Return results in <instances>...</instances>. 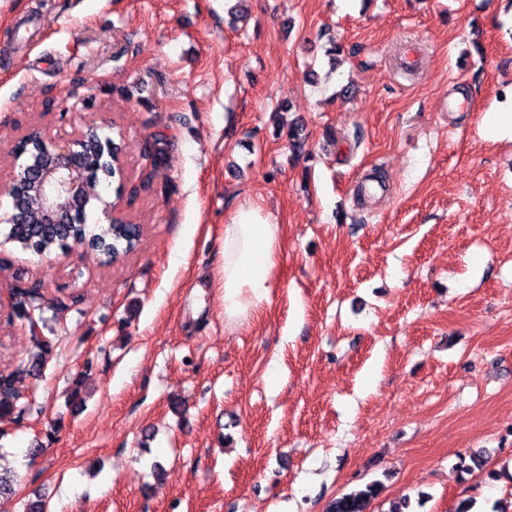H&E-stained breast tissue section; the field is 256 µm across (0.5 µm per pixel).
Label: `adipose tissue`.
Segmentation results:
<instances>
[{
	"label": "adipose tissue",
	"instance_id": "adipose-tissue-1",
	"mask_svg": "<svg viewBox=\"0 0 512 512\" xmlns=\"http://www.w3.org/2000/svg\"><path fill=\"white\" fill-rule=\"evenodd\" d=\"M280 244V227L259 209H239L224 226V321L234 324L269 295Z\"/></svg>",
	"mask_w": 512,
	"mask_h": 512
}]
</instances>
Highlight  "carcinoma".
<instances>
[{"label": "carcinoma", "mask_w": 512, "mask_h": 512, "mask_svg": "<svg viewBox=\"0 0 512 512\" xmlns=\"http://www.w3.org/2000/svg\"><path fill=\"white\" fill-rule=\"evenodd\" d=\"M20 153L27 157L18 175L24 179V187L11 200V207L21 213L23 223L10 225L7 239L18 244L23 250L33 254H49L64 250L69 241H81L88 246L102 264L115 263L122 257L134 252L142 240V230L136 224H107L91 226L82 224H51L41 207L40 192L35 186V174L46 161L39 142L29 140L20 147ZM111 174L105 151L100 144L98 134H92L84 150V176L86 193L83 212L96 207H106L108 201L101 191L103 180ZM74 302V298L56 297L46 299L37 288H22L14 295V307L21 314H33L29 319L34 327L43 320V313L49 309L55 316H63ZM52 341L44 339L39 343L38 353L28 360L27 372L38 375L45 362V357L53 351ZM15 373H0V418L13 417L21 419L25 403L15 388ZM383 484L374 481L365 487L344 494L330 501L327 512H370L371 502L382 492Z\"/></svg>", "instance_id": "cac0c4a2"}]
</instances>
